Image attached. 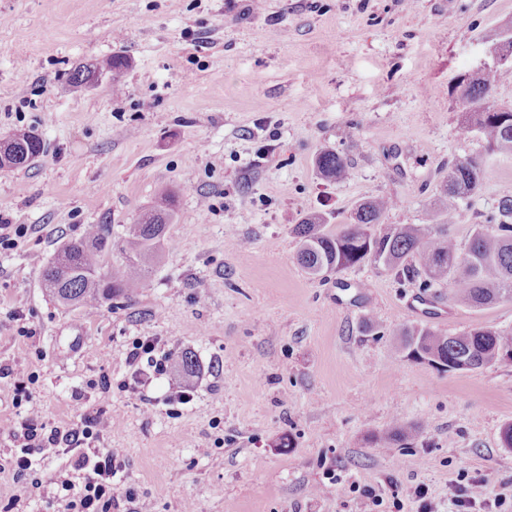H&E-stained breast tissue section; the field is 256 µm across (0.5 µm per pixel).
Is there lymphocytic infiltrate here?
<instances>
[{
  "instance_id": "f902f5d3",
  "label": "lymphocytic infiltrate",
  "mask_w": 512,
  "mask_h": 512,
  "mask_svg": "<svg viewBox=\"0 0 512 512\" xmlns=\"http://www.w3.org/2000/svg\"><path fill=\"white\" fill-rule=\"evenodd\" d=\"M103 422L96 417L82 424L61 428L50 425L36 412L22 416L0 418V432L8 433L20 448L7 465L19 482L13 504L26 502L29 488L22 477L32 469L36 456L56 457L76 452L75 471L83 475L80 484L64 481L65 494L57 502L56 512H116L117 495L112 492V476L122 451L118 448L96 447V436Z\"/></svg>"
}]
</instances>
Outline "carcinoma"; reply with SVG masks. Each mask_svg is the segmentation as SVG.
Wrapping results in <instances>:
<instances>
[{
	"mask_svg": "<svg viewBox=\"0 0 512 512\" xmlns=\"http://www.w3.org/2000/svg\"><path fill=\"white\" fill-rule=\"evenodd\" d=\"M127 66L125 56L113 54L100 62L76 66L68 82L84 86L109 74L112 89L118 92L117 76ZM511 80L512 65L497 69L490 79L469 74L456 84L464 109L459 128L477 133L490 153H512V107L503 105L493 92L494 83ZM9 142L15 151L11 168H27L43 154L42 139L35 132L16 134ZM315 166L328 181H343L350 176L348 156L334 149L320 151ZM483 176V166L476 159L450 163L448 176L421 224L383 223V216L397 201L379 195L362 200L334 234L327 231V214L310 212L294 227L300 241L297 262L308 275L322 279L331 272L370 265L407 279L425 292L448 287L454 301L471 308L512 300V199L500 202L491 223L473 225L463 245L447 231L459 216L461 205L479 192ZM174 205V193L163 190L154 206L137 223L127 226L124 238L118 242L124 261L115 271L108 269L107 262L112 254L111 225H88L80 239L64 243L43 262V288L64 306L84 308L133 295L145 286L162 251ZM402 336L407 356L448 371H472L496 361L512 362L511 329L479 326L447 336L416 325L405 329ZM415 432L411 425L396 423L379 442L390 445Z\"/></svg>",
	"mask_w": 512,
	"mask_h": 512,
	"instance_id": "carcinoma-1",
	"label": "carcinoma"
}]
</instances>
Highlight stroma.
<instances>
[{
    "label": "stroma",
    "instance_id": "35a3bbf8",
    "mask_svg": "<svg viewBox=\"0 0 512 512\" xmlns=\"http://www.w3.org/2000/svg\"><path fill=\"white\" fill-rule=\"evenodd\" d=\"M507 28L512 0H0V137L33 129L46 148L0 168V214L23 228L0 248V417L103 416L98 447L124 451L123 512H360L365 489L374 512H418L393 501L420 485L434 512H455L465 472L512 503V363L444 372L400 338L421 321L512 329V300L444 296L421 320L419 289L393 275L306 274L292 232L312 211L338 230L372 195L396 199L386 223H421L449 163L476 158L482 186L449 228L466 243L512 199V156L459 132L454 87L494 65ZM116 53L124 96L68 83ZM325 148L348 154L349 179L318 175ZM165 188L176 215L136 296L92 310L48 296L42 261L90 224L121 236ZM147 336L169 368L137 384L125 358ZM177 386L189 403H165ZM396 418L417 433L379 447ZM72 473L70 457L36 459L13 508L0 472V512H49Z\"/></svg>",
    "mask_w": 512,
    "mask_h": 512
}]
</instances>
